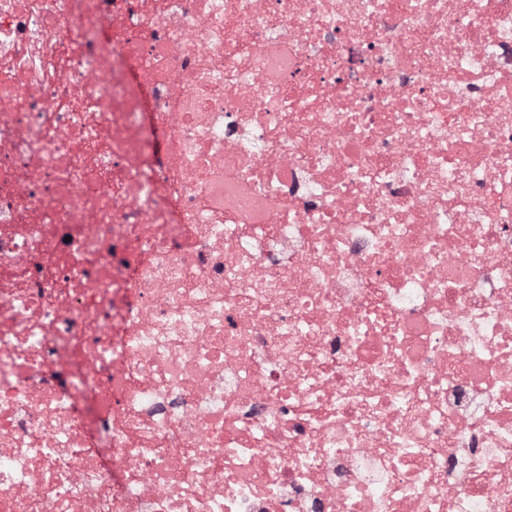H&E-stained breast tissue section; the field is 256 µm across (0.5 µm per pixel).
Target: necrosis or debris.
Returning <instances> with one entry per match:
<instances>
[{"instance_id": "1", "label": "necrosis or debris", "mask_w": 512, "mask_h": 512, "mask_svg": "<svg viewBox=\"0 0 512 512\" xmlns=\"http://www.w3.org/2000/svg\"><path fill=\"white\" fill-rule=\"evenodd\" d=\"M0 512H512V0H0Z\"/></svg>"}]
</instances>
